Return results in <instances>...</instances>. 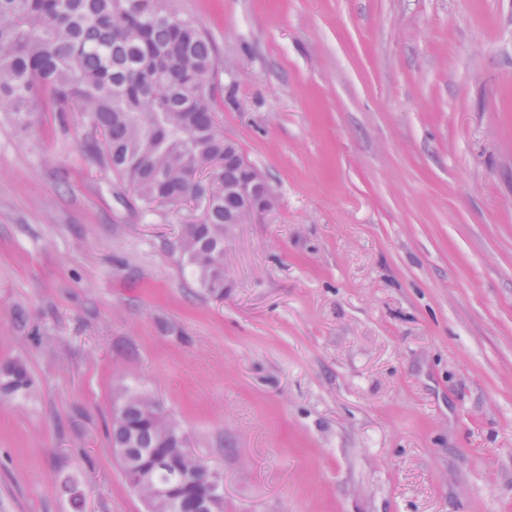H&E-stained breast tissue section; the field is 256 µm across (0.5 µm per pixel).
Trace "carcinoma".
<instances>
[{
    "mask_svg": "<svg viewBox=\"0 0 512 512\" xmlns=\"http://www.w3.org/2000/svg\"><path fill=\"white\" fill-rule=\"evenodd\" d=\"M221 69L209 34L172 0H0V112L23 131L48 109L78 112L87 155L143 209L203 202L204 219L183 226L174 250L212 295L224 294L226 225L252 215L237 193L240 147L224 136L214 107ZM33 385L23 362L0 365L1 399ZM116 410L115 448H162L180 431L134 391ZM167 452L204 478L205 459Z\"/></svg>",
    "mask_w": 512,
    "mask_h": 512,
    "instance_id": "1",
    "label": "carcinoma"
}]
</instances>
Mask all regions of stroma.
<instances>
[{
    "mask_svg": "<svg viewBox=\"0 0 512 512\" xmlns=\"http://www.w3.org/2000/svg\"><path fill=\"white\" fill-rule=\"evenodd\" d=\"M277 208L224 238V293L77 114L0 119V512H147L124 387L224 473V512H512V0H175ZM73 481L77 494L63 491ZM34 381L26 367L19 360L0 365V398H15L27 395Z\"/></svg>",
    "mask_w": 512,
    "mask_h": 512,
    "instance_id": "35a3bbf8",
    "label": "stroma"
}]
</instances>
